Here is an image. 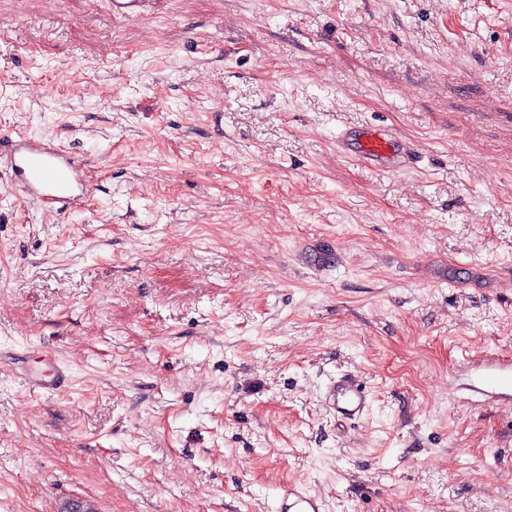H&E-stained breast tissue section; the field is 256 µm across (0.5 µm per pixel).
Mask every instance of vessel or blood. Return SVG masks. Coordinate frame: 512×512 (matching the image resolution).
<instances>
[{
	"label": "vessel or blood",
	"mask_w": 512,
	"mask_h": 512,
	"mask_svg": "<svg viewBox=\"0 0 512 512\" xmlns=\"http://www.w3.org/2000/svg\"><path fill=\"white\" fill-rule=\"evenodd\" d=\"M336 142L343 153L387 173L405 169L410 158L404 143L384 129L348 127L339 132ZM0 157L11 173L12 184L41 207L63 214L90 193V180L81 161L49 141L19 135L9 140ZM66 378L67 372L60 361L46 354L40 369L28 374L27 381L35 389H58ZM484 380L488 393L511 389L512 360L488 364ZM322 399L341 417L359 419L368 406V391L355 376L344 373L330 380ZM276 512H321V505L301 486L292 484L280 497Z\"/></svg>",
	"instance_id": "obj_1"
}]
</instances>
